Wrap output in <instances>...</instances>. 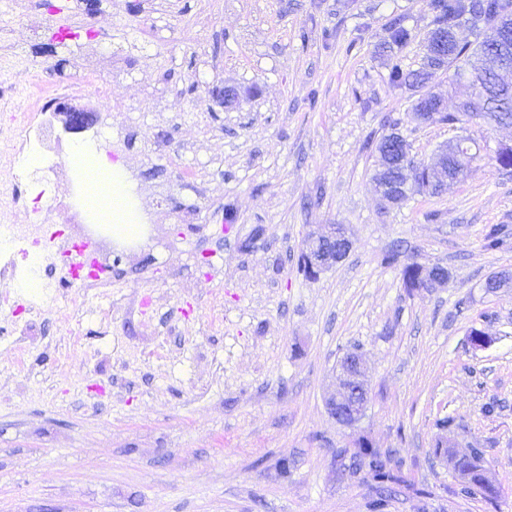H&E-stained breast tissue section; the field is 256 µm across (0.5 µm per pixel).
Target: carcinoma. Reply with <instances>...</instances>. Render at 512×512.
Masks as SVG:
<instances>
[{
	"instance_id": "carcinoma-1",
	"label": "carcinoma",
	"mask_w": 512,
	"mask_h": 512,
	"mask_svg": "<svg viewBox=\"0 0 512 512\" xmlns=\"http://www.w3.org/2000/svg\"><path fill=\"white\" fill-rule=\"evenodd\" d=\"M435 12L434 28L427 45L434 47V54L426 55L418 70L405 72L393 64L390 78L393 82L412 88L425 87L441 70L455 67L456 77H468L475 92L462 101L454 112L437 116V120L450 124L481 119L488 124L512 125V83L504 81L488 66L493 60L503 69H512V0H432ZM484 29L482 40L475 45L462 44L456 29L462 22ZM388 44L403 46L408 38V29L402 20H393L387 29ZM479 146L471 141L458 152L448 153V179L455 180L468 174ZM399 175L392 186V193L400 200L413 194H431L433 185L427 164L407 156L395 163ZM402 287L411 294L426 285L420 276L418 265L406 263L401 272ZM354 456L368 467L375 482L379 484L397 481L396 475L387 468V458L362 442L355 443ZM453 469L462 480L460 494L468 496L478 490L490 497L495 493L488 472L480 463V455L458 456L448 453Z\"/></svg>"
}]
</instances>
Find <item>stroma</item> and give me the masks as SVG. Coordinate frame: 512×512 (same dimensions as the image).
<instances>
[{"mask_svg":"<svg viewBox=\"0 0 512 512\" xmlns=\"http://www.w3.org/2000/svg\"><path fill=\"white\" fill-rule=\"evenodd\" d=\"M394 17L418 69L431 0H0L9 54L62 78L74 48L99 61L97 125L136 128L118 160L150 216L145 246H113L108 296L72 284L19 326L0 309V512H512V288L485 286L512 269V172L495 161L512 125L418 123L376 51ZM70 18L94 38L53 41ZM194 81L241 98L196 111ZM393 131L418 161L467 136L479 157L386 208L373 145ZM327 224L351 251L304 277L303 243ZM407 262L446 267L447 284L407 295ZM355 347L369 401L343 426L327 400ZM361 436L401 483L355 469ZM473 448L495 499L458 492L448 453Z\"/></svg>","mask_w":512,"mask_h":512,"instance_id":"35a3bbf8","label":"stroma"}]
</instances>
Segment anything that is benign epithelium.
<instances>
[{
    "instance_id": "obj_1",
    "label": "benign epithelium",
    "mask_w": 512,
    "mask_h": 512,
    "mask_svg": "<svg viewBox=\"0 0 512 512\" xmlns=\"http://www.w3.org/2000/svg\"><path fill=\"white\" fill-rule=\"evenodd\" d=\"M240 91L235 87H205L198 96L204 106L209 102H219L226 107L236 104ZM352 241L349 231L337 229L328 224L322 231L308 235L303 246L304 257L310 276L315 277L340 262L349 253ZM421 275L425 276L430 287L435 288L448 282V274L436 266H420ZM339 389L336 395L328 399L327 405L336 421L351 425L362 415L368 400L365 382V368L362 354L351 352L343 357L336 371Z\"/></svg>"
}]
</instances>
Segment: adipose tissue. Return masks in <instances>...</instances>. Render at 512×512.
<instances>
[{
    "label": "adipose tissue",
    "instance_id": "obj_1",
    "mask_svg": "<svg viewBox=\"0 0 512 512\" xmlns=\"http://www.w3.org/2000/svg\"><path fill=\"white\" fill-rule=\"evenodd\" d=\"M82 171L94 172V180L88 181V195L103 214L112 220V240L118 244H145L147 234L125 202L132 193L125 173L120 166L107 160L105 155L84 147L74 151Z\"/></svg>",
    "mask_w": 512,
    "mask_h": 512
}]
</instances>
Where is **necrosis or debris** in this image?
Here are the masks:
<instances>
[{"instance_id":"obj_1","label":"necrosis or debris","mask_w":512,"mask_h":512,"mask_svg":"<svg viewBox=\"0 0 512 512\" xmlns=\"http://www.w3.org/2000/svg\"><path fill=\"white\" fill-rule=\"evenodd\" d=\"M76 76L70 82L54 79L38 60L24 67V78L33 89L35 107L16 112L11 107L12 87L0 85V141H9L12 152L0 154V215L22 212L27 223L0 224V299L9 300V289L17 283L36 280L40 295L70 282L96 289L112 281L110 254L96 253L85 258L82 267L71 264L72 255L96 232L93 224L81 221L80 213L68 203L44 205L35 183L70 184L73 169L65 158L63 144L55 133L57 120L66 112H83L88 98H108L109 82L87 60L73 65ZM38 154L41 165L28 170L21 156ZM82 233H72L74 224Z\"/></svg>"}]
</instances>
